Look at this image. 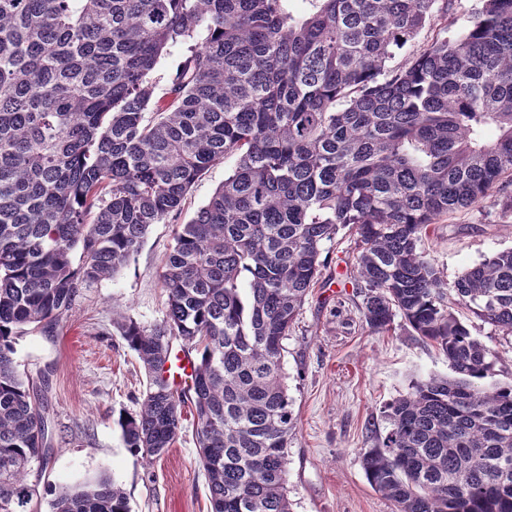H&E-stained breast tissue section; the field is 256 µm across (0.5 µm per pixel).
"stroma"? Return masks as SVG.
Segmentation results:
<instances>
[{
	"label": "stroma",
	"mask_w": 512,
	"mask_h": 512,
	"mask_svg": "<svg viewBox=\"0 0 512 512\" xmlns=\"http://www.w3.org/2000/svg\"><path fill=\"white\" fill-rule=\"evenodd\" d=\"M236 163V156H227L202 175L181 214L152 225L138 254L114 277L82 289L56 332L18 338L20 372L46 379L43 405L52 422L53 453L41 487L57 490L104 477L122 489L131 512H208L190 412H183L178 438L161 460L146 462L122 441L118 417L139 411L145 375L112 318L122 313L147 328L163 319L160 273L174 233ZM500 194L492 189L470 209L443 218L424 239V254L447 283L512 248V217L500 213ZM353 248L345 232L329 245L320 284L285 342L283 371L294 423L286 473L292 512H394L393 503L370 486L362 454L385 427L386 403L418 381L451 373L445 357L410 335L402 320L385 333L367 328L353 302ZM465 322L496 352L495 382L511 381L512 337L470 316Z\"/></svg>",
	"instance_id": "1"
}]
</instances>
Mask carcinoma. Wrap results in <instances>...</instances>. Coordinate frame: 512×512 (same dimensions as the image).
<instances>
[{
	"label": "carcinoma",
	"mask_w": 512,
	"mask_h": 512,
	"mask_svg": "<svg viewBox=\"0 0 512 512\" xmlns=\"http://www.w3.org/2000/svg\"><path fill=\"white\" fill-rule=\"evenodd\" d=\"M308 2L296 16L288 0H0V512H36L29 476L53 451L16 339L54 332L228 155L163 262L164 319H112L146 377L140 410L118 418L125 446L162 458L188 402L209 512H292L285 341L348 230L366 326L400 317L456 374L383 407L368 482L395 512H512V382L484 386L496 356L421 250L431 225L512 184V0H480L464 32L397 65L453 0ZM453 292L512 336V248ZM175 343L194 354L182 390L165 377ZM48 507L130 512L106 478ZM182 55L181 47H173L167 51L157 67V71L154 75V80L156 81V93L161 94L165 91L168 86V79L171 75L172 71L176 68L180 58Z\"/></svg>",
	"instance_id": "cac0c4a2"
}]
</instances>
